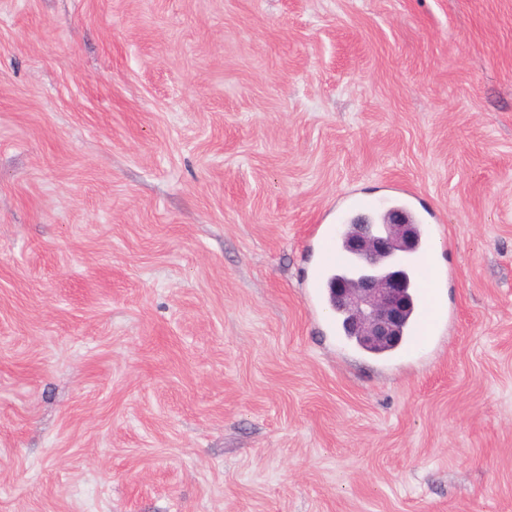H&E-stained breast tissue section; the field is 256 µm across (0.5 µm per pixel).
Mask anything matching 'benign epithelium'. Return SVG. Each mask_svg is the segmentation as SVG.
Returning <instances> with one entry per match:
<instances>
[{"label":"benign epithelium","instance_id":"benign-epithelium-1","mask_svg":"<svg viewBox=\"0 0 512 512\" xmlns=\"http://www.w3.org/2000/svg\"><path fill=\"white\" fill-rule=\"evenodd\" d=\"M344 243L367 273L333 281L331 301L352 335L369 346L393 345L413 305L397 258L417 247V230L402 212L393 211L385 224L356 225Z\"/></svg>","mask_w":512,"mask_h":512}]
</instances>
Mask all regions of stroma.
I'll return each instance as SVG.
<instances>
[{
	"instance_id": "obj_1",
	"label": "stroma",
	"mask_w": 512,
	"mask_h": 512,
	"mask_svg": "<svg viewBox=\"0 0 512 512\" xmlns=\"http://www.w3.org/2000/svg\"><path fill=\"white\" fill-rule=\"evenodd\" d=\"M407 194L377 357L314 230ZM0 512H512V0H0Z\"/></svg>"
}]
</instances>
